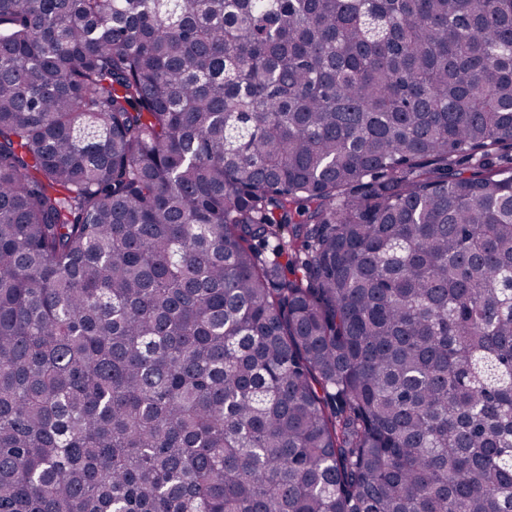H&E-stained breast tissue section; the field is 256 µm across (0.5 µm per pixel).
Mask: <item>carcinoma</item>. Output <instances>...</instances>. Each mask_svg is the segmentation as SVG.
Segmentation results:
<instances>
[{
    "instance_id": "obj_1",
    "label": "carcinoma",
    "mask_w": 512,
    "mask_h": 512,
    "mask_svg": "<svg viewBox=\"0 0 512 512\" xmlns=\"http://www.w3.org/2000/svg\"><path fill=\"white\" fill-rule=\"evenodd\" d=\"M0 512H512V0H0Z\"/></svg>"
}]
</instances>
